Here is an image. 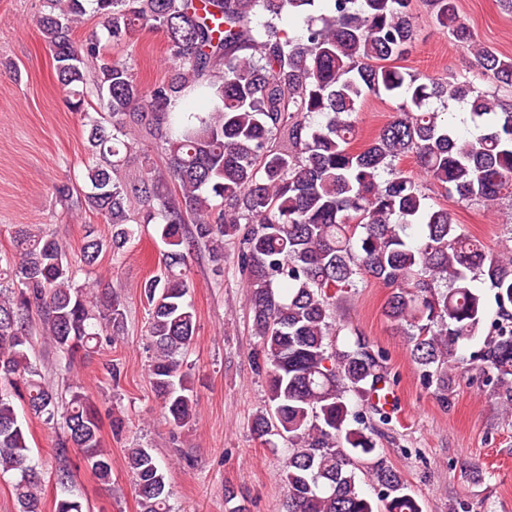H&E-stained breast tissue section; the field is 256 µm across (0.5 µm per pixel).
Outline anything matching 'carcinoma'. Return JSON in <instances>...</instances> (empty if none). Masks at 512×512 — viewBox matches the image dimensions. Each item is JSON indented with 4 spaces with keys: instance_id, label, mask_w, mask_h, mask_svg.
Segmentation results:
<instances>
[{
    "instance_id": "cac0c4a2",
    "label": "carcinoma",
    "mask_w": 512,
    "mask_h": 512,
    "mask_svg": "<svg viewBox=\"0 0 512 512\" xmlns=\"http://www.w3.org/2000/svg\"><path fill=\"white\" fill-rule=\"evenodd\" d=\"M106 23L112 45L151 25L167 36L171 61L150 86L97 40L80 45L73 24L86 3ZM435 22L472 55L471 67L494 82L481 90L456 76L411 74L394 62L415 46L412 0H53L37 18L70 108L83 115L88 190L76 207L101 216L110 237L85 226L79 261L123 253L135 224L158 225L167 246L163 273L146 281L149 375L165 419L186 427L196 402L182 355L193 343L196 315L187 301L188 254L198 243L224 266V238H239L238 264L258 349L254 363L267 383L268 410L254 435L288 441L282 473L284 512H423L402 474L381 459L368 476L377 500L357 486L364 458L376 451L375 427L387 411L371 396L386 377L384 356L365 337L335 344L334 312L343 294L370 277L389 289L383 313L404 336L423 385L448 403L456 385L480 370L496 402L512 414V255L487 249L429 203L421 184L398 168L412 157L429 178L461 200L512 197V59L476 43L455 0H429ZM289 17L293 27L284 26ZM93 74L103 112L84 108ZM185 112L170 105L189 94ZM400 100L391 119L361 149L353 119L365 98ZM470 105L480 134L455 128L449 102ZM155 142L167 169L118 176L139 137ZM192 229H187V225ZM15 256L0 255V475L14 472L19 512H41L42 478L17 409L55 418L62 397L30 358V311L47 344L71 365L120 336L121 295L99 305L76 284L77 270L53 235L21 224ZM496 318L483 332L485 299ZM484 336L469 356L459 344ZM63 461L56 481H71L70 452L98 480L112 479L96 404L75 389L62 413ZM141 512H170L168 472L146 448H129ZM54 512H84L63 495Z\"/></svg>"
}]
</instances>
